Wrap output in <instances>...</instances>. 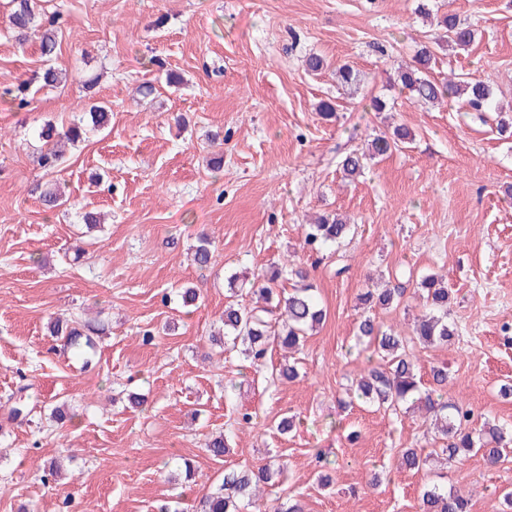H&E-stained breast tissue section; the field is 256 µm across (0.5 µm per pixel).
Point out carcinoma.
<instances>
[{
	"label": "carcinoma",
	"instance_id": "carcinoma-1",
	"mask_svg": "<svg viewBox=\"0 0 512 512\" xmlns=\"http://www.w3.org/2000/svg\"><path fill=\"white\" fill-rule=\"evenodd\" d=\"M10 28L19 45L27 41L28 32L36 26L40 11V0H10ZM418 11L430 22L436 31L435 42L446 41L460 50L468 49L475 41L476 29L453 14H434L425 6ZM59 48V30L55 22L42 31L40 53L45 60L44 67L32 77L22 80L19 91L31 86L41 90L56 87L63 81L62 72L52 61ZM435 54L425 45L418 52L412 64L400 68L394 83L401 86L422 104L440 103L446 99L458 102L467 112H496L499 120L497 129L506 133L512 129V117L495 98L491 86L473 77L457 74L443 81L431 75ZM336 82L342 88L359 85L360 75L350 63H336ZM89 114L93 127L107 125L110 108L97 101L90 105ZM81 136V126L71 124L58 128L47 123L39 137L47 142L55 139L76 141ZM411 132L396 128L393 133L379 134L372 138L368 150H353L340 161V167L349 178L364 173L367 161L383 157L411 142ZM45 208L54 210L69 202L65 191L56 185L40 193ZM355 225L348 224L336 214L323 215L314 223L305 225L304 245L312 251H319L327 245L339 244ZM211 242L200 236L194 252V261L200 268L211 262ZM296 280L292 291L284 293L278 289V282ZM229 284L232 293L246 292L255 298L251 307H237L233 304L224 309V330L209 336L212 344L239 351L254 366L265 364L270 344L275 343L288 352L299 350L306 335L314 330L325 318L320 307L317 288L309 280L307 271L285 262L269 273H256L242 280L232 277ZM416 288L420 291L425 312L416 319L413 335L403 336L397 331L384 327L375 319L365 316L358 325L359 344L367 353V368L353 383V394L365 404L384 408L394 414L409 409L411 403H421L427 412L440 422V430L446 444L434 450L448 464L457 462L470 453L479 454L490 466L497 465L506 449L512 446V431L498 425H483V428L469 429L464 423L471 413L463 407L448 401L441 393L431 390L422 393L420 379L416 373L417 346H444L458 336L455 322L448 320V288L434 274L422 277ZM405 289L369 288L360 295L361 304L372 307L391 308L400 303ZM49 331L53 336L64 337V349L71 356L81 359L88 367L96 357V328L85 323L72 324L58 318L50 321ZM298 377L297 366L281 363L272 369V380L279 383L291 382ZM431 455H423L415 448H405L398 457V465L405 470H420L430 461ZM276 469L274 464L247 469L224 470V492L206 499L203 512H263L259 504L260 485L272 481ZM421 512H471L468 498L433 483L425 487L421 497Z\"/></svg>",
	"mask_w": 512,
	"mask_h": 512
}]
</instances>
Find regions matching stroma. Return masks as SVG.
I'll return each mask as SVG.
<instances>
[{
	"instance_id": "stroma-1",
	"label": "stroma",
	"mask_w": 512,
	"mask_h": 512,
	"mask_svg": "<svg viewBox=\"0 0 512 512\" xmlns=\"http://www.w3.org/2000/svg\"><path fill=\"white\" fill-rule=\"evenodd\" d=\"M421 3L478 30L468 51L438 52L435 78L472 74L512 108V0H43L40 23L64 20L54 64L68 80L24 108L9 91L42 68L39 39L16 45L0 0V512H157L166 500L202 512L225 469L271 458L282 470L267 504L420 512L439 477L472 512H502L512 456L494 469L479 456L398 468L401 449L433 448V431L346 394L364 367L359 294L395 272L438 274L460 338L418 349L421 383L432 388V367L447 366L448 397L474 424L512 427V398L500 394L512 381V139L479 113L392 85L430 38ZM312 53L328 69L307 72ZM339 60L359 70L357 89L338 88ZM170 72L181 83L167 84ZM374 96L394 110L371 111ZM328 99L333 121L316 110ZM100 100L112 104L108 127L85 129L58 171L41 168L42 126L70 124ZM398 124L410 144L344 180L341 155ZM58 180L79 208H42L34 185ZM86 208L104 223L86 228ZM323 212L357 231L316 253L303 226ZM202 233L213 252L204 270L190 260ZM287 259L310 269L326 319L297 355L299 378L274 385L280 350L257 369L208 338L230 276ZM184 288L197 290L194 304L183 305ZM57 316L100 327L94 368L72 367L47 329ZM17 406L24 414L11 418ZM240 410L253 421L238 429ZM286 415L296 426L282 433ZM221 432L230 450L216 459L205 444ZM317 449L337 464L325 487Z\"/></svg>"
}]
</instances>
